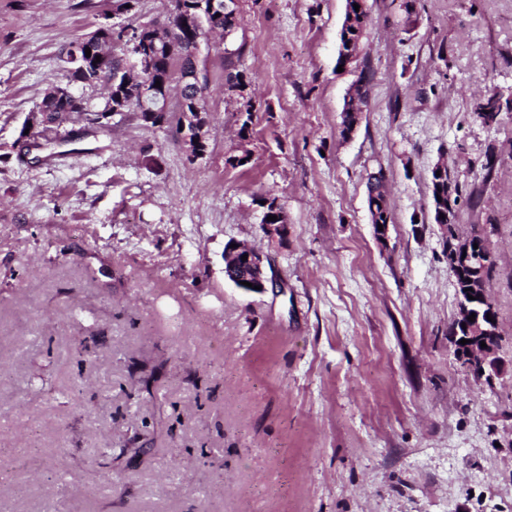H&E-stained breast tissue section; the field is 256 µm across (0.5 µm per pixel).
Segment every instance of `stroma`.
Segmentation results:
<instances>
[{
    "label": "stroma",
    "instance_id": "obj_1",
    "mask_svg": "<svg viewBox=\"0 0 512 512\" xmlns=\"http://www.w3.org/2000/svg\"><path fill=\"white\" fill-rule=\"evenodd\" d=\"M367 5L349 136L345 0H237L236 29L200 44L201 158L175 76L168 122L126 111L90 134L75 115L37 162L21 131L69 86V46L102 24L165 27L170 2L0 0V512H512V0ZM493 90L488 126L475 104ZM441 159L459 236L496 227L508 373L487 382L448 335ZM231 242L263 254L264 292L225 276ZM383 174L378 172L377 174H373L368 178L367 188H368V208L369 212L373 211L375 216H373V220H377V228L378 224L383 225V232H385L387 228V224L391 223V210L388 203L387 196L385 191L383 190ZM375 205V207L373 206ZM376 210L380 214V220L378 219V215ZM382 215H385V218H382Z\"/></svg>",
    "mask_w": 512,
    "mask_h": 512
}]
</instances>
